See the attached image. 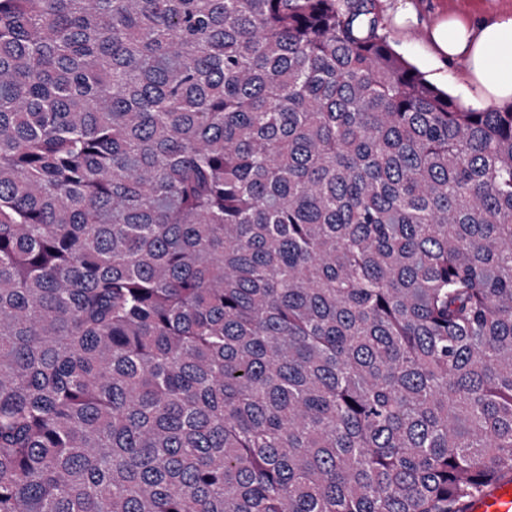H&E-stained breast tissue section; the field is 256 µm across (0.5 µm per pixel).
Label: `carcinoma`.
<instances>
[{"instance_id": "cac0c4a2", "label": "carcinoma", "mask_w": 512, "mask_h": 512, "mask_svg": "<svg viewBox=\"0 0 512 512\" xmlns=\"http://www.w3.org/2000/svg\"><path fill=\"white\" fill-rule=\"evenodd\" d=\"M376 0H0V512H460L512 472V102Z\"/></svg>"}]
</instances>
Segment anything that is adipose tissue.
<instances>
[{
    "mask_svg": "<svg viewBox=\"0 0 512 512\" xmlns=\"http://www.w3.org/2000/svg\"><path fill=\"white\" fill-rule=\"evenodd\" d=\"M429 37L440 62L466 60L462 79L471 103L512 101V9L481 18L441 13Z\"/></svg>",
    "mask_w": 512,
    "mask_h": 512,
    "instance_id": "1",
    "label": "adipose tissue"
}]
</instances>
